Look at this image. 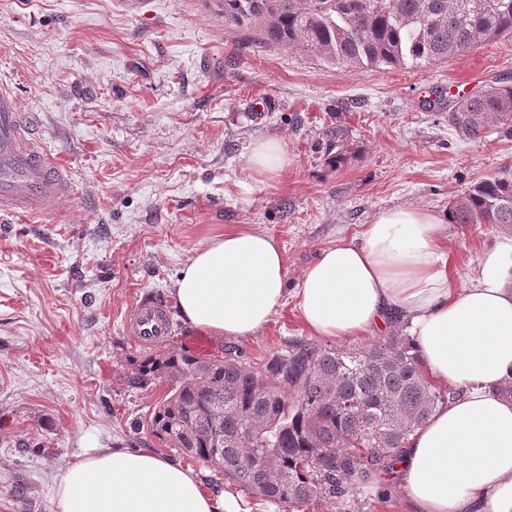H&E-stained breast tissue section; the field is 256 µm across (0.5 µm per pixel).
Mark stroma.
<instances>
[{
	"mask_svg": "<svg viewBox=\"0 0 512 512\" xmlns=\"http://www.w3.org/2000/svg\"><path fill=\"white\" fill-rule=\"evenodd\" d=\"M502 80L510 35L421 68L347 72L248 42L205 0H0V84L70 181L53 218L0 214V512H55L58 475L88 448H147L231 490L149 429L166 386H127L148 348L126 315L144 295L172 303L193 252L247 225L283 248L290 293L236 347L261 363L309 337L293 290L320 250L386 208L447 212L512 163V127L468 139L448 124L457 96ZM264 138L285 142L288 167L261 179L247 158ZM501 233L444 224L458 281Z\"/></svg>",
	"mask_w": 512,
	"mask_h": 512,
	"instance_id": "stroma-1",
	"label": "stroma"
}]
</instances>
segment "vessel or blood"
Here are the masks:
<instances>
[{
    "instance_id": "b4317fda",
    "label": "vessel or blood",
    "mask_w": 512,
    "mask_h": 512,
    "mask_svg": "<svg viewBox=\"0 0 512 512\" xmlns=\"http://www.w3.org/2000/svg\"><path fill=\"white\" fill-rule=\"evenodd\" d=\"M69 188L67 168L49 153L31 114L10 90L0 87V212L31 218L50 214ZM129 335L155 346L170 333L162 305L140 299L125 325Z\"/></svg>"
}]
</instances>
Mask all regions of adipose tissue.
<instances>
[{
	"mask_svg": "<svg viewBox=\"0 0 512 512\" xmlns=\"http://www.w3.org/2000/svg\"><path fill=\"white\" fill-rule=\"evenodd\" d=\"M258 177L283 172L278 139L253 144ZM442 217L429 208L378 212L357 240L319 252L294 291L311 335L346 340L399 320L430 374L458 390L416 428L396 467L417 512H512V237L480 251L469 284L448 273ZM284 253L244 226L187 260L173 297L184 321L213 335H254L288 290ZM56 512H252L198 474L147 449L88 450L58 477Z\"/></svg>",
	"mask_w": 512,
	"mask_h": 512,
	"instance_id": "obj_1",
	"label": "adipose tissue"
}]
</instances>
